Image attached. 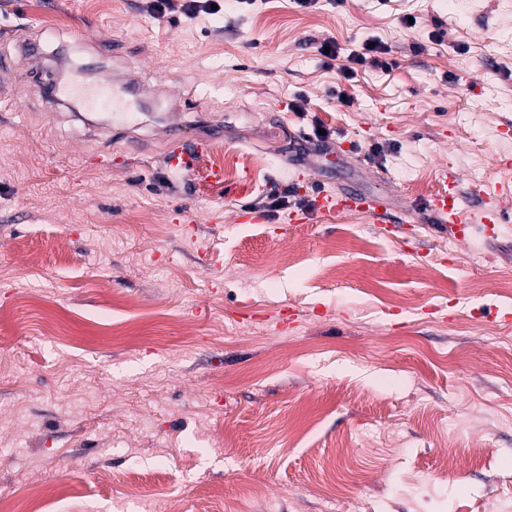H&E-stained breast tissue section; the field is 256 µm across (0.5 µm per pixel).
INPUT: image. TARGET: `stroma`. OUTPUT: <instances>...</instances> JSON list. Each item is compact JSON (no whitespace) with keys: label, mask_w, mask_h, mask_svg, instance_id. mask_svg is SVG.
<instances>
[{"label":"stroma","mask_w":512,"mask_h":512,"mask_svg":"<svg viewBox=\"0 0 512 512\" xmlns=\"http://www.w3.org/2000/svg\"><path fill=\"white\" fill-rule=\"evenodd\" d=\"M147 3L0 0V497L512 512V223L452 244L422 210L444 174L478 213L471 185L512 179V0ZM328 39L379 40L392 66L345 78ZM32 46L134 81L140 111L116 127L40 94ZM177 118L224 128L189 170L167 163ZM287 187V208L240 219ZM346 188L383 197L397 232L316 208ZM175 0H152L147 8L156 15H164L167 12L179 10L186 17H194L197 13L204 11L210 14L219 13L224 9V1L221 0H187L183 3H176ZM212 4L218 6L217 10L212 9Z\"/></svg>","instance_id":"35a3bbf8"}]
</instances>
